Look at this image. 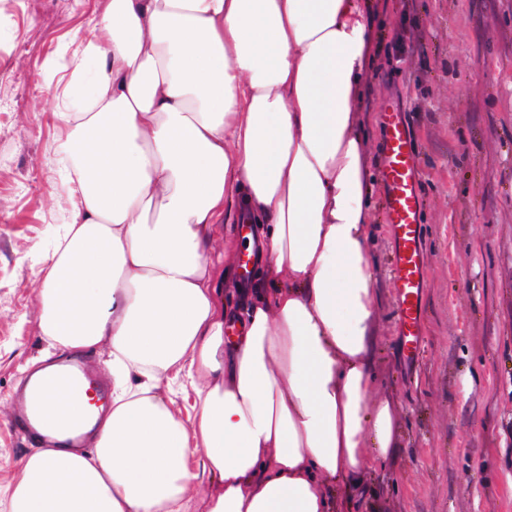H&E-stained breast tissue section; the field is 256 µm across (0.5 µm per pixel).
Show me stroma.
I'll list each match as a JSON object with an SVG mask.
<instances>
[{"label":"stroma","mask_w":512,"mask_h":512,"mask_svg":"<svg viewBox=\"0 0 512 512\" xmlns=\"http://www.w3.org/2000/svg\"><path fill=\"white\" fill-rule=\"evenodd\" d=\"M102 0H0V486L33 445L11 398L45 364L34 250L68 210L56 112ZM375 59L360 118L369 145L376 384L396 447L338 512H512V0H370ZM420 155L428 255L421 350L406 364L381 177L384 110Z\"/></svg>","instance_id":"stroma-1"}]
</instances>
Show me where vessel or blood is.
Listing matches in <instances>:
<instances>
[{
	"instance_id": "vessel-or-blood-1",
	"label": "vessel or blood",
	"mask_w": 512,
	"mask_h": 512,
	"mask_svg": "<svg viewBox=\"0 0 512 512\" xmlns=\"http://www.w3.org/2000/svg\"><path fill=\"white\" fill-rule=\"evenodd\" d=\"M384 124L383 178L387 222L395 243L397 319L403 351L408 358L414 359L421 347L420 290L424 286L428 262L421 243L418 151L400 113H385ZM91 389L107 392L108 383L81 356L71 357L55 372L30 375L13 397L14 424L26 437H48L51 425L42 409L43 400L51 395L72 396Z\"/></svg>"
}]
</instances>
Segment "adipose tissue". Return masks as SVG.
<instances>
[{"instance_id": "ef3b65f1", "label": "adipose tissue", "mask_w": 512, "mask_h": 512, "mask_svg": "<svg viewBox=\"0 0 512 512\" xmlns=\"http://www.w3.org/2000/svg\"><path fill=\"white\" fill-rule=\"evenodd\" d=\"M57 117L69 214L42 252L38 327L109 345L94 449L41 448L0 512H331L395 446L376 389L360 0H104ZM260 227L262 276L224 338L205 242L226 204ZM195 390L183 423L163 375ZM137 384H130V375Z\"/></svg>"}]
</instances>
